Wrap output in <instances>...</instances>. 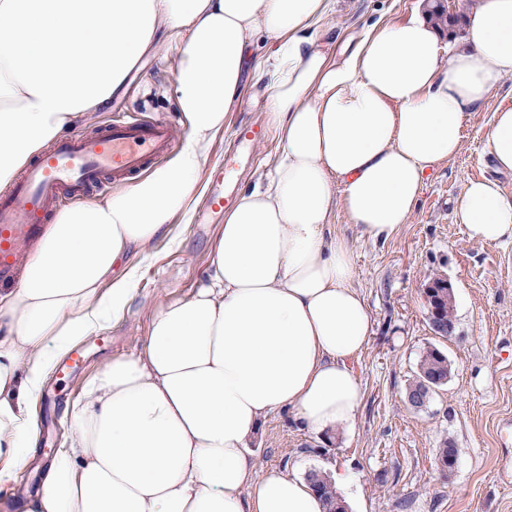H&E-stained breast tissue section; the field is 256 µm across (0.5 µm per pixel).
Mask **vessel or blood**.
<instances>
[{
	"mask_svg": "<svg viewBox=\"0 0 512 512\" xmlns=\"http://www.w3.org/2000/svg\"><path fill=\"white\" fill-rule=\"evenodd\" d=\"M172 128L164 121H122L88 136L61 139L26 169L14 191L0 197V282L13 278L19 254L40 237L46 217L60 194L78 199L103 186L106 178L121 180L169 151ZM235 170L233 160L212 177L208 215L224 209V181Z\"/></svg>",
	"mask_w": 512,
	"mask_h": 512,
	"instance_id": "vessel-or-blood-1",
	"label": "vessel or blood"
}]
</instances>
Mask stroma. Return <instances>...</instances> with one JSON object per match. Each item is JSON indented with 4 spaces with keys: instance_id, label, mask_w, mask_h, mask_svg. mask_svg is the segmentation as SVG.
Instances as JSON below:
<instances>
[{
    "instance_id": "obj_1",
    "label": "stroma",
    "mask_w": 512,
    "mask_h": 512,
    "mask_svg": "<svg viewBox=\"0 0 512 512\" xmlns=\"http://www.w3.org/2000/svg\"><path fill=\"white\" fill-rule=\"evenodd\" d=\"M424 0H334L324 25L325 47L339 53L348 39L373 26L425 14ZM173 49L161 45L130 78V87L110 111L95 113L81 130L92 134L126 112L174 121L175 144L185 131L171 98ZM248 92L229 113L224 132L212 147L213 165L236 159V173L225 187L232 197L252 188L267 173L277 152L275 134L252 151L237 147L240 125L264 124L260 83L245 74ZM512 105V75L465 121L459 154L439 163L425 179L418 202L399 232L386 244L359 238L344 210H337L336 231L354 247V284L373 317V334L352 369L363 402L352 427L323 438L300 429L287 411L263 419L247 450L258 471L299 466L303 472L350 470L356 476L341 497L348 512H512V243L483 244L468 238L454 217V201L466 182L492 174L484 132L498 106ZM495 175V174H492ZM512 201V173L495 175ZM194 220L174 225L173 241L156 243L148 258L132 254L138 289L124 316L103 334L88 337L79 366L54 369L38 405L40 459H49L64 442L66 403L78 398L82 381L112 357L138 352L148 333L147 313L164 297L188 295L200 283L219 224ZM448 279L454 292L456 330L442 338L431 329L423 294L429 277ZM434 346L451 365L447 384L427 405L411 408L406 389L423 351ZM458 450L450 475L436 467L443 441Z\"/></svg>"
}]
</instances>
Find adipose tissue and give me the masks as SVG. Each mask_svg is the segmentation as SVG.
I'll list each match as a JSON object with an SVG mask.
<instances>
[{"label":"adipose tissue","mask_w":512,"mask_h":512,"mask_svg":"<svg viewBox=\"0 0 512 512\" xmlns=\"http://www.w3.org/2000/svg\"><path fill=\"white\" fill-rule=\"evenodd\" d=\"M331 0H0V188L63 132L103 111L159 42L176 49L170 92L180 149L133 183L56 212L0 289V484L35 461L36 409L54 366L117 322L137 267L188 223L229 112L246 93L257 40L278 155L269 186L224 214L206 277L149 316L142 350L113 357L65 406L63 447L20 489L16 512H325L309 481L257 475L246 450L261 419L286 410L306 431L353 426L362 402L351 362L372 332L353 284L361 237L391 240L425 174L455 157L467 117L512 74V0H478L460 46L414 16L370 30L339 55L318 24ZM512 172V106L485 131ZM457 223L482 243L512 241V202L495 180L466 183Z\"/></svg>","instance_id":"adipose-tissue-1"}]
</instances>
